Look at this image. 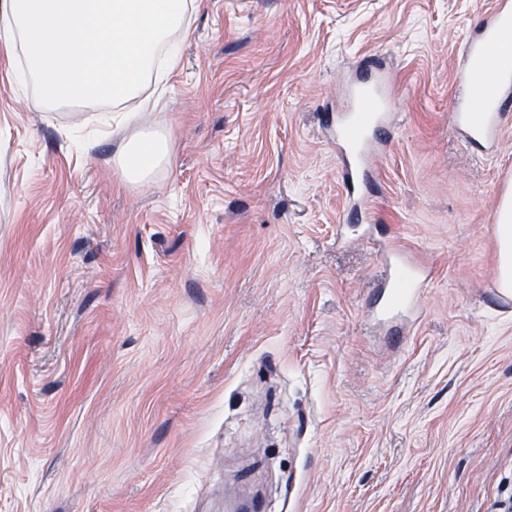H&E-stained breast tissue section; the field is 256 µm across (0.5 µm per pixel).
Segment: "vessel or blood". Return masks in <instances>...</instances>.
Returning a JSON list of instances; mask_svg holds the SVG:
<instances>
[{
    "instance_id": "b4317fda",
    "label": "vessel or blood",
    "mask_w": 512,
    "mask_h": 512,
    "mask_svg": "<svg viewBox=\"0 0 512 512\" xmlns=\"http://www.w3.org/2000/svg\"><path fill=\"white\" fill-rule=\"evenodd\" d=\"M512 32V0H496L493 10L478 29L470 32L462 49V64L456 72L458 92L449 113L450 127L466 143L486 154L498 152L502 143L504 112L512 108V67L500 61L504 37ZM390 82L375 59H368L359 79L345 95V106L330 115L328 128L342 151L343 181L349 207L363 219L367 204L355 195L375 151L389 140L394 123ZM386 277L378 289L371 311L378 321L390 324L394 334L409 333L411 315L424 292L420 270L392 245L379 249Z\"/></svg>"
}]
</instances>
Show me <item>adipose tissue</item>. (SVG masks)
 <instances>
[{
    "mask_svg": "<svg viewBox=\"0 0 512 512\" xmlns=\"http://www.w3.org/2000/svg\"><path fill=\"white\" fill-rule=\"evenodd\" d=\"M197 9V0H0V43L22 57L15 80L36 82L35 108L111 103L102 124L136 130L115 163L144 185L165 168L169 145L160 131H140L131 103L165 84Z\"/></svg>",
    "mask_w": 512,
    "mask_h": 512,
    "instance_id": "1",
    "label": "adipose tissue"
}]
</instances>
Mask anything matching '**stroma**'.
I'll return each instance as SVG.
<instances>
[{
    "label": "stroma",
    "instance_id": "stroma-1",
    "mask_svg": "<svg viewBox=\"0 0 512 512\" xmlns=\"http://www.w3.org/2000/svg\"><path fill=\"white\" fill-rule=\"evenodd\" d=\"M494 0H200L125 183L98 118L40 111L0 45V512H501L512 308L500 150L448 127ZM379 56L400 100L369 220L345 223L323 127ZM345 243H337L338 224ZM397 240L431 272L412 331L368 301ZM168 154V140L162 132L140 131L120 143L114 161L126 182L144 185L165 168ZM495 228L499 282L502 288H510L512 291V213L508 203L503 207Z\"/></svg>",
    "mask_w": 512,
    "mask_h": 512
}]
</instances>
